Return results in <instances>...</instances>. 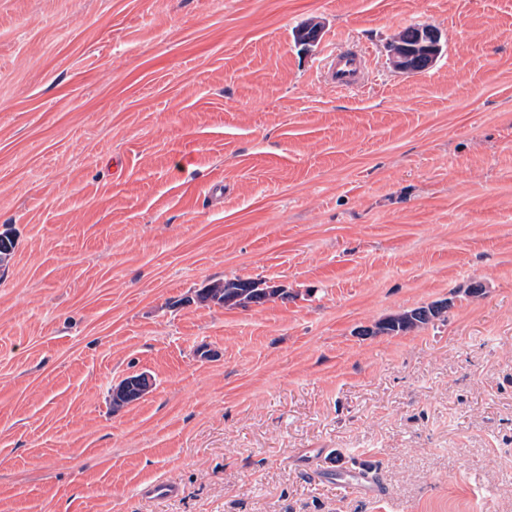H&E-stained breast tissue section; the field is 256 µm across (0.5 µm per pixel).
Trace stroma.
<instances>
[{
    "instance_id": "1",
    "label": "stroma",
    "mask_w": 512,
    "mask_h": 512,
    "mask_svg": "<svg viewBox=\"0 0 512 512\" xmlns=\"http://www.w3.org/2000/svg\"><path fill=\"white\" fill-rule=\"evenodd\" d=\"M1 233L0 512H512V0H0ZM415 27L416 25H413L400 32L391 42L395 44L388 46L393 66L404 72L412 71L414 66L417 67L415 72L427 70L435 63L442 50L441 35L436 28L430 25H422L417 28L410 40L413 45H404L403 43H408V37ZM420 46L425 48L427 53L417 56L416 50ZM366 58L361 51H342L329 57L326 81L337 92H349L365 78ZM258 282L251 280H232L217 282L207 288L205 298H211L224 303V306H243L247 304H262L266 302L259 288ZM233 301V302H231ZM231 302V303H230ZM447 308V304L441 303L433 304L427 307H420L411 311L403 312L394 316L389 317L385 321L377 325L378 332L387 334H398L406 332L420 325H424L430 321L431 318H435L442 313V310ZM429 316L426 317V313ZM150 380L146 374L132 375L123 379L114 389V393L122 398L123 402L135 401L150 387Z\"/></svg>"
}]
</instances>
